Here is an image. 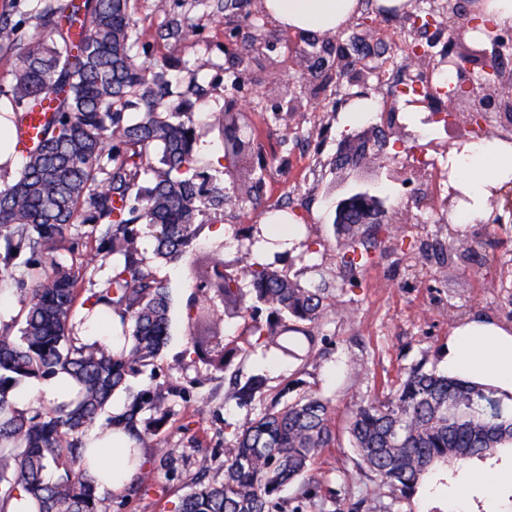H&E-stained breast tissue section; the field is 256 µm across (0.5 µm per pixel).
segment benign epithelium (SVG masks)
Listing matches in <instances>:
<instances>
[{
	"label": "benign epithelium",
	"mask_w": 512,
	"mask_h": 512,
	"mask_svg": "<svg viewBox=\"0 0 512 512\" xmlns=\"http://www.w3.org/2000/svg\"><path fill=\"white\" fill-rule=\"evenodd\" d=\"M432 8L448 25V52L440 56L433 53L435 42L427 40L428 49L419 52L407 60V68L424 74V68L436 69L449 64L454 70V80L462 88V93L451 94L439 99L441 110L448 117L461 114L470 119L466 133L448 143V148L462 149L464 144L474 141L483 133V129L496 123L504 130L512 129V73L501 66V59L512 49V30H496L488 34V41L476 43L466 39V34L476 25L469 4L463 0H431ZM247 18L228 19L235 23L237 30L243 33V39L260 43L269 39V35L257 28H244ZM322 69L334 70L336 75L346 77L352 82L363 83L366 76L350 69L348 63H334L323 60ZM387 139L378 135L376 127L344 137L340 144L343 159L336 165V178L329 184L327 194L332 199L334 223L368 224L374 228L393 226L397 223L399 208L387 198L375 193V187L381 178L409 183L405 172L387 163ZM378 161L374 167L367 166L369 159ZM512 222V188L506 187L493 191L489 224ZM213 301H201L193 309L194 318L205 320L217 331L223 328V318L213 314Z\"/></svg>",
	"instance_id": "1"
}]
</instances>
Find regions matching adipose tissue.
Returning a JSON list of instances; mask_svg holds the SVG:
<instances>
[{"label":"adipose tissue","instance_id":"obj_1","mask_svg":"<svg viewBox=\"0 0 512 512\" xmlns=\"http://www.w3.org/2000/svg\"><path fill=\"white\" fill-rule=\"evenodd\" d=\"M359 6L360 0H264L280 28L303 37L335 34ZM503 156L512 159V142L494 140L449 151V181L464 196L457 223L483 218L492 189L512 181V167L498 163ZM443 358L450 376L512 393V326L485 316L465 319L454 328Z\"/></svg>","mask_w":512,"mask_h":512}]
</instances>
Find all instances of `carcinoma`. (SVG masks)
Returning a JSON list of instances; mask_svg holds the SVG:
<instances>
[{
	"instance_id": "obj_1",
	"label": "carcinoma",
	"mask_w": 512,
	"mask_h": 512,
	"mask_svg": "<svg viewBox=\"0 0 512 512\" xmlns=\"http://www.w3.org/2000/svg\"><path fill=\"white\" fill-rule=\"evenodd\" d=\"M131 2L37 0L32 30L0 13V53L17 57L0 91L13 113L0 140L15 144L19 123L33 112L42 120L39 144L18 171L0 165V291L23 298L20 319L0 321V512H14L18 490L36 512H112V500L89 471L85 437L127 377L161 353L169 327L167 287L145 262L141 227L154 237L156 259L184 261L195 293L205 296L220 281L224 316L251 320L248 335L227 341L208 334L188 307L192 331L181 364L225 373L259 351L307 366L318 355L320 324L339 297L334 288H306L263 262L251 227L235 232L249 244L233 264L224 261V242L200 247L207 223L224 217V203L244 198L229 195L223 179L196 168L194 103L170 100L177 62H139ZM155 10L169 17L159 38L188 37L168 0H156ZM207 125L218 131L223 157L238 160L236 141L224 137V112L210 113ZM69 224L87 226L84 274L112 259L111 275L85 303L102 309L101 335H109L115 317L127 328L119 350L105 340L71 336L79 281L43 271ZM380 244L370 227L346 224L339 229L338 264L364 267ZM439 251L442 273L476 256L467 242ZM58 374L74 385V399L15 406L13 391L20 385ZM267 387L266 375L255 373L235 382L224 399L251 406L263 401ZM183 392L179 385L145 390L104 427H122L137 448L159 447L170 418L167 401ZM331 414L330 401L312 394L263 408L224 435L222 475L195 483L179 512H303L302 502L291 507L281 493L324 449L341 446ZM344 432L358 469L393 507L438 468H460L512 444V404L495 389L429 370L421 361L398 378L386 399L360 400ZM129 461L139 470L135 494L156 470L173 469L167 454L143 462L132 453ZM53 469L63 475L52 479ZM302 498L338 501L336 491L318 482L305 484Z\"/></svg>"
}]
</instances>
